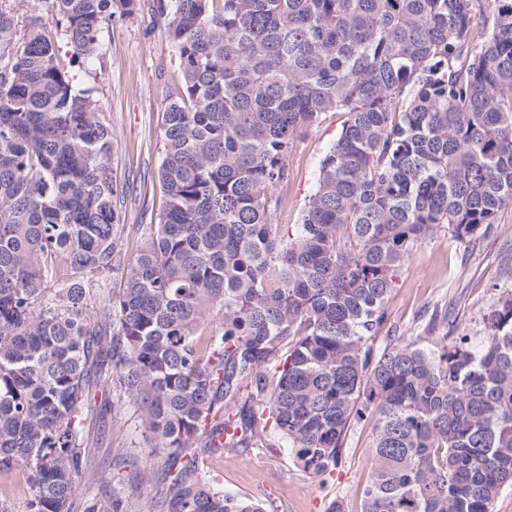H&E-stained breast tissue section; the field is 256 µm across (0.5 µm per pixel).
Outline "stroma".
<instances>
[{"label":"stroma","mask_w":512,"mask_h":512,"mask_svg":"<svg viewBox=\"0 0 512 512\" xmlns=\"http://www.w3.org/2000/svg\"><path fill=\"white\" fill-rule=\"evenodd\" d=\"M151 4L141 0L134 15L104 21L103 61L79 63L69 45L59 46L61 67L80 72L81 87L93 90L112 127V174L124 190L118 232L124 259L132 256L141 226L155 223L167 202L159 177L164 152L161 114L167 92L182 84L173 53L164 43L163 23ZM343 120L342 114L326 113L297 141L289 158L288 206L277 214L276 223H299L316 186L320 161L338 138ZM510 295L512 205L502 208L491 228L471 241H457L443 224L410 251L388 294L378 343L437 349L462 334L482 339L484 314ZM87 425L91 466L79 481L77 501L90 499L117 480L126 494H135L149 446L139 414L131 407L112 410L102 402ZM375 433V416L355 423L342 462L327 477L303 471L280 439L271 448L205 453L200 465L224 491L274 506L276 512H326L334 500L343 502L345 512H363Z\"/></svg>","instance_id":"obj_1"}]
</instances>
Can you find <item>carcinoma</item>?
I'll return each instance as SVG.
<instances>
[{
  "mask_svg": "<svg viewBox=\"0 0 512 512\" xmlns=\"http://www.w3.org/2000/svg\"><path fill=\"white\" fill-rule=\"evenodd\" d=\"M140 0H52L104 57ZM183 78L161 115L168 202L118 258L112 129L38 17L0 9V470L31 512H77L96 396L150 434L142 496L83 512H267L198 468L284 438L329 475L378 414L363 512H491L512 486V296L486 336L374 347L393 280L441 225L460 242L512 204V0H153ZM345 116L294 232L295 142ZM209 320L219 330L204 336ZM27 484V474L23 470L0 472V488L7 489L10 494L7 501L9 512H30Z\"/></svg>",
  "mask_w": 512,
  "mask_h": 512,
  "instance_id": "cac0c4a2",
  "label": "carcinoma"
}]
</instances>
